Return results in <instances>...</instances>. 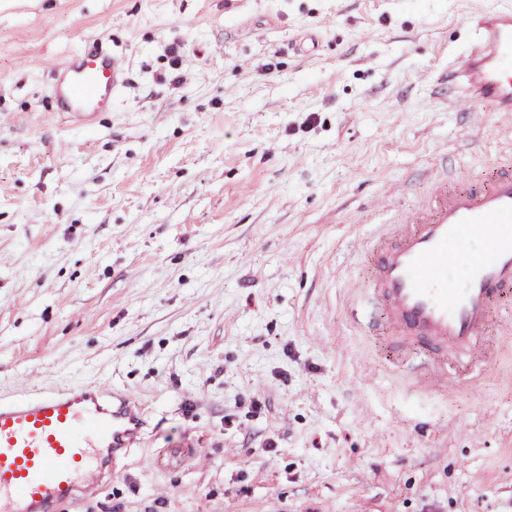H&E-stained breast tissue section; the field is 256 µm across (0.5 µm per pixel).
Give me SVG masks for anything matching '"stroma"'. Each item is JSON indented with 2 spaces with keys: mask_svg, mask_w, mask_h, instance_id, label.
Instances as JSON below:
<instances>
[{
  "mask_svg": "<svg viewBox=\"0 0 512 512\" xmlns=\"http://www.w3.org/2000/svg\"><path fill=\"white\" fill-rule=\"evenodd\" d=\"M512 0H0V395L124 389L147 425L73 512H512V292L468 379L359 319L375 200L512 158L437 77ZM110 111L53 112L89 41Z\"/></svg>",
  "mask_w": 512,
  "mask_h": 512,
  "instance_id": "stroma-1",
  "label": "stroma"
}]
</instances>
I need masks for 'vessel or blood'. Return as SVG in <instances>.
I'll return each mask as SVG.
<instances>
[{
    "mask_svg": "<svg viewBox=\"0 0 512 512\" xmlns=\"http://www.w3.org/2000/svg\"><path fill=\"white\" fill-rule=\"evenodd\" d=\"M481 37L442 80L458 87L464 111L491 105L512 112V9L480 13ZM125 83V67L98 45L61 69L51 96L56 109L84 122L107 110ZM390 233L375 254V306L384 309L397 345L431 356L468 350L483 335L493 302L512 289V164L486 185L438 186L411 214L390 216ZM483 239L469 258L449 240ZM465 265L458 282L448 271ZM134 396L74 383L62 390L0 399V512H60L112 474V455L131 448L146 426Z\"/></svg>",
    "mask_w": 512,
    "mask_h": 512,
    "instance_id": "b4317fda",
    "label": "vessel or blood"
}]
</instances>
